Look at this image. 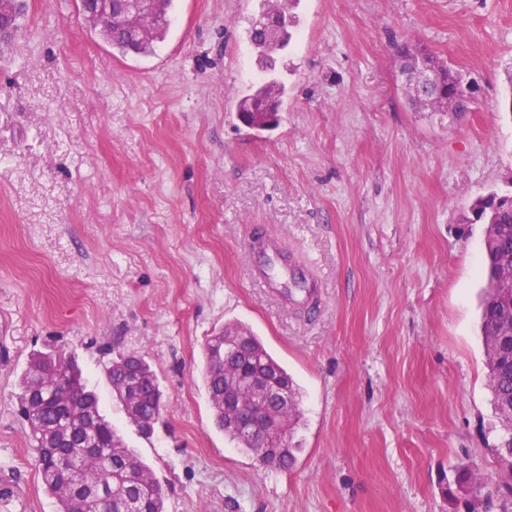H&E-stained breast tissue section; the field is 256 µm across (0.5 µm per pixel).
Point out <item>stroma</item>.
<instances>
[{"label":"stroma","instance_id":"1","mask_svg":"<svg viewBox=\"0 0 512 512\" xmlns=\"http://www.w3.org/2000/svg\"><path fill=\"white\" fill-rule=\"evenodd\" d=\"M259 0H174L149 55L114 51L80 0H27L0 44V512H55L18 413L30 356L74 357L151 469L165 512H512L488 387L474 200L512 191V0H300L288 110L249 129ZM478 84L468 112L411 105L394 42ZM316 283L313 311L253 283L255 235ZM247 328L292 376L287 469L213 422L207 340ZM144 357L166 409L141 436L106 366ZM454 476V489L448 487V494L456 501H459L460 497H464L465 505L468 508V512H477L473 508V501L467 497L476 496L477 491H480V469L473 460H461L455 466Z\"/></svg>","mask_w":512,"mask_h":512}]
</instances>
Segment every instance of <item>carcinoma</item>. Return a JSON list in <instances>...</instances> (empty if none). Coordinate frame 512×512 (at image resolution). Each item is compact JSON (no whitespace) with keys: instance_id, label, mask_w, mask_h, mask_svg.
Segmentation results:
<instances>
[{"instance_id":"obj_1","label":"carcinoma","mask_w":512,"mask_h":512,"mask_svg":"<svg viewBox=\"0 0 512 512\" xmlns=\"http://www.w3.org/2000/svg\"><path fill=\"white\" fill-rule=\"evenodd\" d=\"M173 0H158L155 10L129 29L103 18L100 34L123 54L148 55L165 38ZM288 0L280 7L262 0L261 9L247 19L245 33L259 56V64L269 71V79L246 88L235 109L249 128L257 131L275 126L283 98L287 94L279 77L275 55L289 45L296 24ZM279 13L286 20L280 36L270 40L261 27L262 17ZM399 58H414L436 76L435 96L421 103L432 112H466L474 99L466 75L439 59L426 47L406 42L397 46ZM473 222L486 225L484 236L485 287L481 303V332L486 353L488 386L503 434L498 456L512 470V351L501 347V337L512 333V209L490 212L475 200ZM238 346L235 355L224 358V343ZM203 379L213 410L215 426L229 440L254 453L267 469L285 468L294 459L293 434L300 421L298 404L272 406L268 412L279 418L281 435L271 437L268 447L255 443L230 429L231 417L224 413V383L229 382L238 399L249 402L245 373L250 367L265 366L279 376L287 370L277 362L253 334L238 326L226 327L211 336L203 350ZM137 375L130 374L127 356L120 355L106 366V375L115 399L126 418L140 434L149 437L165 407L158 377L145 358L136 361ZM21 419L27 425L35 467L44 491L56 500L57 512H121L127 500L136 502L139 512H165L164 493L150 469L116 434L112 423L100 413L95 393L88 389L82 372L61 351L31 355L19 377ZM480 469L472 460L455 466L453 487L448 494L464 499L469 512L470 497L480 490Z\"/></svg>"}]
</instances>
